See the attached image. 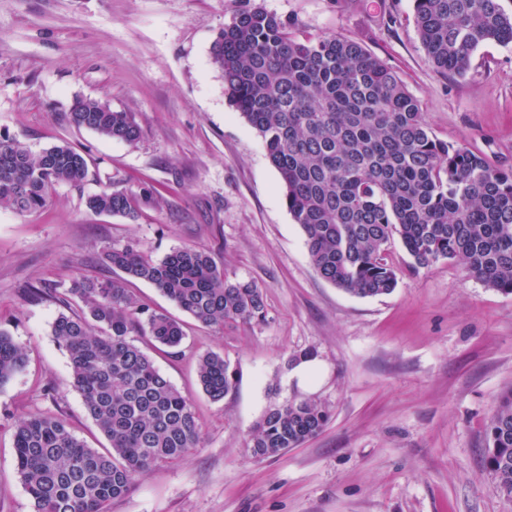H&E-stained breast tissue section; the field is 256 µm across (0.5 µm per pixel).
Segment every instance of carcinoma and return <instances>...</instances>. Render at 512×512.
<instances>
[{"label": "carcinoma", "mask_w": 512, "mask_h": 512, "mask_svg": "<svg viewBox=\"0 0 512 512\" xmlns=\"http://www.w3.org/2000/svg\"><path fill=\"white\" fill-rule=\"evenodd\" d=\"M413 10L427 59L443 75L464 74L486 43H512V16L499 0H413ZM210 55L227 99L264 141L321 278L363 297L392 293L398 279L388 250L397 237L412 268L456 261L486 287L512 295V170L436 138L397 73L360 42L309 38L247 0L217 33ZM70 118L108 139L133 143L141 135L132 113L96 98L76 99ZM87 175L86 155L69 144L34 152L0 135V208L37 212L57 186H78ZM86 205L134 216L133 197L123 190L106 189ZM104 257L203 326L266 319L261 289L229 281L203 247L155 260L128 243L107 247ZM57 295L66 305L74 296L83 303L82 314L56 319L53 335L110 448L88 446L61 419L29 414L14 426L17 469L34 512H108L140 474L202 445L189 400L131 339L143 332L177 348L183 330L117 281L83 279ZM25 360L1 329L0 385ZM197 376L214 402L236 384L216 352L199 357ZM328 418L321 404L292 400L267 412L246 448L255 457L279 455L317 435ZM487 438V467L512 500V387L499 398Z\"/></svg>", "instance_id": "obj_1"}]
</instances>
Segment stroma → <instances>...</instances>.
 Here are the masks:
<instances>
[{
	"mask_svg": "<svg viewBox=\"0 0 512 512\" xmlns=\"http://www.w3.org/2000/svg\"><path fill=\"white\" fill-rule=\"evenodd\" d=\"M308 37L361 42L397 72L440 140L512 168V44L475 50L464 75L444 76L420 43L412 0H255ZM241 0H0V135L39 151L67 143L90 163L81 188L58 186L32 214L0 208V329L26 351L0 386V512H33L17 471L15 419H62L86 444L107 440L71 385L53 335L65 306L50 287L119 274L107 246L133 242L153 259L197 245L232 281L263 291L264 322L204 327L143 281L130 290L180 321L179 350L135 334L186 395L204 445L140 475L110 512H512L485 463L487 423L512 387V295L442 260L411 270L400 241L393 293L362 297L315 271L262 139L224 95L210 58ZM133 113V143L69 120L75 99ZM137 196L134 217L97 215L88 196ZM207 351L223 353L235 389L211 401L197 380ZM323 365L315 389L288 374ZM330 419L301 446L252 458L246 441L290 399ZM318 369L319 364L315 359L311 357L301 358V360L292 367L289 377L295 380L299 386L310 390V388L313 387Z\"/></svg>",
	"mask_w": 512,
	"mask_h": 512,
	"instance_id": "stroma-1",
	"label": "stroma"
}]
</instances>
